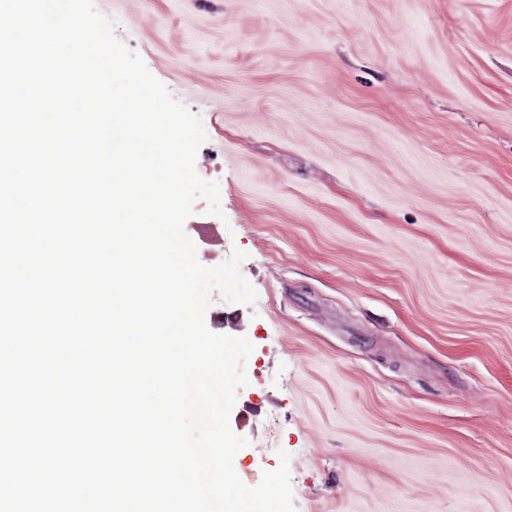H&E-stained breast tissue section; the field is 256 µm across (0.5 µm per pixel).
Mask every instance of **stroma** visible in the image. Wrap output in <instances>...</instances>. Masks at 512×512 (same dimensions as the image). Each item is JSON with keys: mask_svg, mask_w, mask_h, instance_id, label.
<instances>
[{"mask_svg": "<svg viewBox=\"0 0 512 512\" xmlns=\"http://www.w3.org/2000/svg\"><path fill=\"white\" fill-rule=\"evenodd\" d=\"M201 116L257 293L230 427L296 512H512V0H96Z\"/></svg>", "mask_w": 512, "mask_h": 512, "instance_id": "1", "label": "stroma"}]
</instances>
